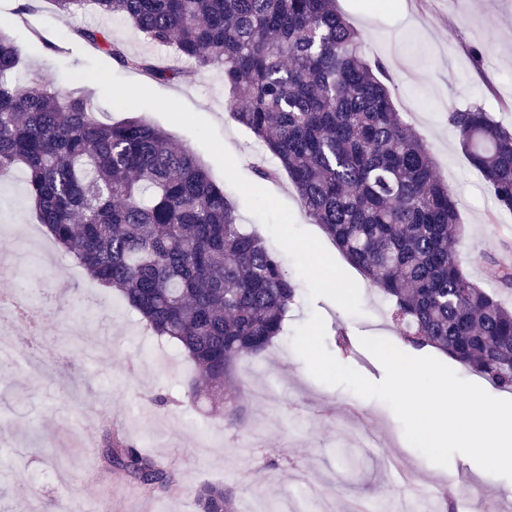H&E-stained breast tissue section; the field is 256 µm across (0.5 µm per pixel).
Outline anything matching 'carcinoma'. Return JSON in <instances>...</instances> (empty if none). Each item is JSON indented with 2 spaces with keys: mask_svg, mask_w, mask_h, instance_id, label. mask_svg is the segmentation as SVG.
Segmentation results:
<instances>
[{
  "mask_svg": "<svg viewBox=\"0 0 512 512\" xmlns=\"http://www.w3.org/2000/svg\"><path fill=\"white\" fill-rule=\"evenodd\" d=\"M52 2L68 14L91 2L152 44L220 69L233 119L263 146L256 176H288L306 213L390 299L404 342L434 347L512 391V308L498 296L512 288V266L489 263L492 288L464 273L457 197L336 0ZM80 35L157 81L189 75L127 52L100 29ZM18 62L0 32V177L25 173L55 246L194 362L191 396L222 404L226 428L245 427L234 363L264 352L299 299L281 255L244 230L204 164L136 115L133 100L112 90L129 116L104 122L80 89L13 81ZM448 120L498 206L512 211V130L480 107H452ZM101 458L150 496L180 491L167 467L118 430L104 438ZM236 492L199 485L197 512H236Z\"/></svg>",
  "mask_w": 512,
  "mask_h": 512,
  "instance_id": "obj_1",
  "label": "carcinoma"
}]
</instances>
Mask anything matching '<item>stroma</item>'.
I'll list each match as a JSON object with an SVG mask.
<instances>
[{"label":"stroma","mask_w":512,"mask_h":512,"mask_svg":"<svg viewBox=\"0 0 512 512\" xmlns=\"http://www.w3.org/2000/svg\"><path fill=\"white\" fill-rule=\"evenodd\" d=\"M337 6L362 33L367 55L384 65L397 110L426 140L438 177L457 194L466 226L464 271L480 281L490 261L512 263V212L498 207L448 121L449 106L475 104L512 128V0H337ZM0 21L19 49L18 79L35 77L62 93L86 88L104 121L120 117L113 88L132 89L138 115L196 154L229 192L245 229L271 236L300 288L281 338L236 363L249 424L225 428L221 409L188 398L194 366L179 349L56 248L37 221L22 172L1 179L0 254L12 252L26 233L47 255L13 279L43 303L37 345L52 365L45 374L25 363L0 369V512H30L34 496L44 512H55L64 496L92 512H194L192 492L205 482L236 484L238 512H253L261 499L285 502L306 482L329 502L353 508L403 500L414 486L444 484L448 472L455 480L445 484L456 498L482 491L473 512H482L487 500L512 512L507 479L461 454L448 468L431 464L407 442L385 403L317 381L294 351L295 328L319 314L328 351L378 382L384 369L360 337L397 345L402 339L389 317L390 301L314 224L287 177L257 180L258 144L231 117L219 69L178 61L174 49L149 44L122 18L91 6L65 15L51 0H0ZM85 28L106 30L131 53L180 63L192 76L159 82L121 67L79 37ZM40 36L61 42V51L36 49ZM476 48L482 58L473 57ZM257 193L265 205L254 203ZM327 276L345 288L342 299L324 287ZM341 328L349 341L345 353L336 344ZM159 395L167 404L156 403ZM113 427L170 468L180 494L149 498L136 484L114 480L100 456L103 435Z\"/></svg>","instance_id":"obj_1"}]
</instances>
